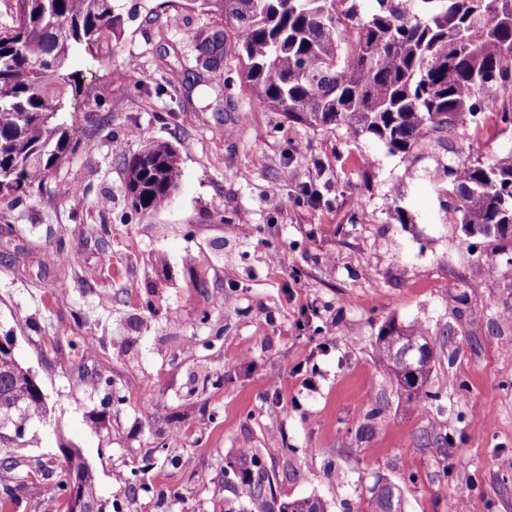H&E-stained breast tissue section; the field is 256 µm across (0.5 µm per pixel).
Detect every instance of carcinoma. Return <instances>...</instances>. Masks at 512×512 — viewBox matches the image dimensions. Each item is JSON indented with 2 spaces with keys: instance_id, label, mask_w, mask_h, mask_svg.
<instances>
[{
  "instance_id": "obj_1",
  "label": "carcinoma",
  "mask_w": 512,
  "mask_h": 512,
  "mask_svg": "<svg viewBox=\"0 0 512 512\" xmlns=\"http://www.w3.org/2000/svg\"><path fill=\"white\" fill-rule=\"evenodd\" d=\"M185 0L220 20L195 32L197 59L209 73L223 70L228 37L259 108L282 112L308 127L343 125L382 143L391 154L448 144V131L478 128L485 96L508 95L495 121L512 126V0ZM117 0H14L12 24L0 27V195H25L75 153L78 112L97 98L95 64L70 68L74 53L121 35ZM178 154L150 141L125 162L131 209L155 211L177 187ZM431 185L443 218L470 238L492 239L512 251V148L484 162L457 156L437 169ZM382 370L414 410L437 397L430 380L435 346L414 324H384L374 342ZM16 357L0 362V403L16 438L46 418L44 399L28 385ZM422 448H446L448 433L431 428ZM75 448L59 463L58 487L68 491L67 469L81 465ZM241 494L252 512H326L318 499L276 503L271 480L256 459H241ZM83 466V465H81ZM231 465L224 476L239 472ZM34 467L0 461L6 499L29 485ZM86 497L99 502L96 479L83 466ZM398 486L371 489L370 512H392Z\"/></svg>"
}]
</instances>
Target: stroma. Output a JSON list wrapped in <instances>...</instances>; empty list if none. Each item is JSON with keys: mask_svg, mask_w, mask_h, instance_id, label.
<instances>
[{"mask_svg": "<svg viewBox=\"0 0 512 512\" xmlns=\"http://www.w3.org/2000/svg\"><path fill=\"white\" fill-rule=\"evenodd\" d=\"M120 5L75 156L39 192L0 199V336L49 407L20 447H0L48 467L5 512H46L63 443L94 469L102 512H248L224 476L245 449L281 502L366 512L381 476L406 512H512V263L442 223L428 174L452 153L392 154L258 109L234 55L222 85L198 80L191 34L215 18L183 0ZM449 139L484 160L512 148V127L485 119ZM150 140L175 147L181 177L140 215L123 162ZM396 198L407 223L387 214ZM481 257L491 275L477 276ZM393 318L437 344L429 413L409 409L376 361ZM103 364L109 384H91ZM434 425L448 448L417 447Z\"/></svg>", "mask_w": 512, "mask_h": 512, "instance_id": "obj_1", "label": "stroma"}]
</instances>
